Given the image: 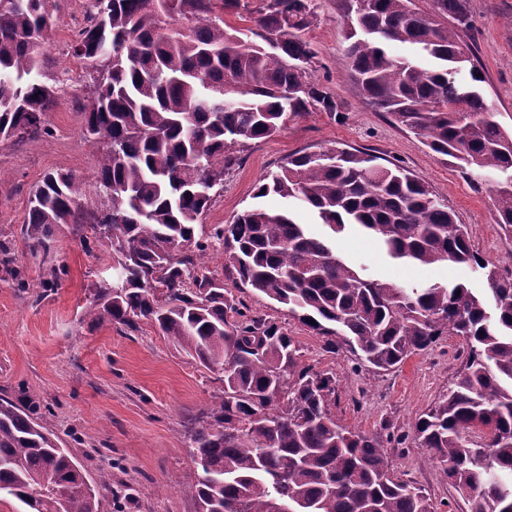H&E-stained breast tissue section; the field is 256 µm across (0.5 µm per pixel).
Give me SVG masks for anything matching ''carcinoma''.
<instances>
[{"mask_svg":"<svg viewBox=\"0 0 512 512\" xmlns=\"http://www.w3.org/2000/svg\"><path fill=\"white\" fill-rule=\"evenodd\" d=\"M346 58L356 88L426 140L438 157L487 177L497 223L512 236V133L494 119L459 29L468 0H344ZM56 0H0V136L37 134L54 89L39 79ZM454 25H448V20ZM312 0H93L72 44L94 97L88 136L105 143L97 176L109 211L90 225L112 243V272L85 314L135 328L151 322L224 391L191 437L198 512H434L424 489L396 476L388 437L351 430L331 411L336 376L301 363L274 322L245 314L215 278L199 218L224 184L235 148L304 112H337L314 84ZM398 42L409 57L388 55ZM437 66L425 69L417 56ZM71 172L45 175L24 232L49 253L82 194ZM298 199L339 234L360 227L399 263L477 266L490 293L463 283L406 288L372 279L287 211L253 207L214 224L239 283L326 336L359 366L390 371L443 335L467 349L448 392L414 425L416 440L466 493L468 512H512V276L485 263L466 225L406 169L342 148L292 157L256 197ZM112 235L103 234V227ZM29 512H99L71 451L43 418L0 398V496Z\"/></svg>","mask_w":512,"mask_h":512,"instance_id":"1","label":"carcinoma"}]
</instances>
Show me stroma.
Listing matches in <instances>:
<instances>
[{
    "label": "stroma",
    "instance_id": "stroma-1",
    "mask_svg": "<svg viewBox=\"0 0 512 512\" xmlns=\"http://www.w3.org/2000/svg\"><path fill=\"white\" fill-rule=\"evenodd\" d=\"M89 0H58L56 24L42 55L41 79L61 83L56 103L43 116L45 134L0 137V398L45 417L55 436L81 463L99 493V512H197V472L189 438L206 424L204 414L224 389L221 371L195 363L148 321L137 329L84 317L86 303L112 265L109 242L85 245L89 224L58 228L50 253L33 248L24 234L29 201L44 176L68 171L83 182L79 214L108 206L96 176L102 143L84 134L89 77L71 45L84 24ZM317 16L307 38L314 51L312 80L334 100L335 113L306 112L290 118L268 139L248 141L224 168V186L204 215L206 225L229 224L255 206L279 210L278 196L256 198L262 178L299 152L361 150L386 166L398 165L425 181L468 228L483 259L512 273V237L496 222L488 186L444 163L395 119L360 94L346 69L343 0H313ZM470 25L461 30L483 75L481 90L496 120L512 131V0H469ZM367 275L407 286L463 282L482 289L480 272L457 265H400L378 243L356 232L337 242ZM224 248L213 245L210 269L251 314L272 320L300 345L304 364L336 378L337 421L365 432H384L395 474L427 490L436 512H468L467 502L440 465L413 440L421 412L448 390L466 352L455 336H442L409 355L398 368L357 367L350 354L332 353L318 335L286 308L235 284L224 268ZM60 280L43 286L49 268Z\"/></svg>",
    "mask_w": 512,
    "mask_h": 512
}]
</instances>
